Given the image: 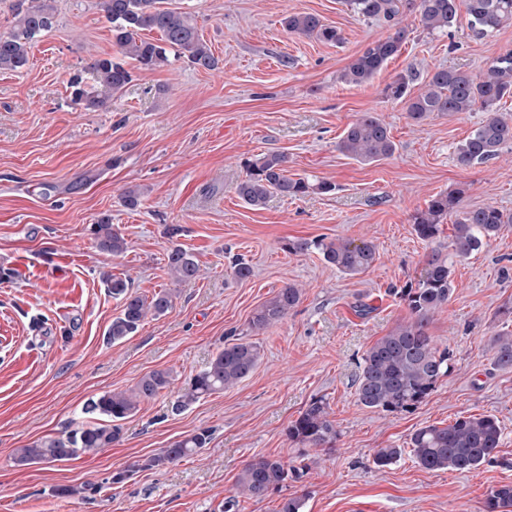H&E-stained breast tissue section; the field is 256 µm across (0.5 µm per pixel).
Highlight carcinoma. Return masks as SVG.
Instances as JSON below:
<instances>
[{
	"label": "carcinoma",
	"instance_id": "cac0c4a2",
	"mask_svg": "<svg viewBox=\"0 0 512 512\" xmlns=\"http://www.w3.org/2000/svg\"><path fill=\"white\" fill-rule=\"evenodd\" d=\"M32 5H18L10 32L0 35V71H20L29 63L32 43L53 26L51 0H31ZM458 0H348L354 14L364 19L384 20L398 25L407 11L419 14L423 30L430 34L453 28L458 21ZM100 7L111 24L112 41L117 56L92 57L83 71L69 81L72 101L88 111L106 110L112 97L132 80L127 65L145 71L170 63L174 54L205 70L219 69V62L202 39L196 19L189 13L164 6V0H100ZM470 28L479 36L512 24V0H466ZM291 34L336 44L341 34L311 13H290L282 21ZM160 34L158 40L145 37L147 32ZM404 30L368 44L338 76L347 85L368 83L401 49ZM417 73L399 75L386 87V96L403 104L406 115L420 124L436 112L462 113L481 110L487 113L473 134L457 147L455 160L461 167L484 164L500 156L512 145V121L498 112L505 98H512V49L499 54L482 72L473 75L457 69L438 68L430 76L426 89L411 94ZM345 156L369 164L391 157L396 144L388 125L375 112H366L351 122L337 143ZM285 155L266 153L246 164L244 179L237 185L239 197L252 207H261L277 194L297 199L310 193H329L334 186L326 181L312 182L288 176ZM459 193H439L427 206L412 216L413 229L423 240H433L441 232V224L455 215L451 254L435 249L425 261L418 280L401 289L411 320L379 338L363 355L357 378V399L366 408L393 414L410 412L435 390L448 376L450 354L440 348L428 331L431 316L448 302L453 290L451 257L465 258L490 245L512 214L492 205L476 209H459ZM97 248L114 256L127 250L121 233L110 217L103 216L91 227ZM290 253H304L315 248L323 260L346 275L369 269L377 259L376 247L352 239L329 242L295 240L284 245ZM167 266L173 280L183 282L199 277L201 268L195 257L180 246L167 254ZM104 282L112 297L122 300V308L108 329V338L119 343L134 335L149 316L164 315L172 306V293L167 289L148 298L134 292L126 278L107 274ZM301 289L287 285L252 313L250 327L262 331L281 321L300 301ZM496 361L512 366V336L494 339ZM259 345L239 341L226 343L211 357L207 366L185 381L173 404L180 412L205 395L233 387L246 379L260 361ZM171 384V371L156 370L140 379L129 391L105 392L89 399L82 407L86 421L76 428L55 436H45L18 448L14 463L27 466L39 463L70 461L96 455L109 448L122 435V421L138 406L155 398ZM285 434L288 440L304 449H330L336 441V428L321 401L311 402L292 420ZM502 429L493 415L459 417L440 427L426 425L410 438L415 461L431 471L469 472L497 453ZM210 440L209 431L201 429L172 443L148 459L143 467L153 468L173 463L195 454ZM400 448H380L373 457L377 467H387L400 457ZM288 466L269 456H258L247 462L236 479L242 494L262 500L283 488L288 481ZM485 512H512V484L492 489L484 502Z\"/></svg>",
	"mask_w": 512,
	"mask_h": 512
}]
</instances>
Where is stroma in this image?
I'll list each match as a JSON object with an SVG mask.
<instances>
[{
  "instance_id": "35a3bbf8",
  "label": "stroma",
  "mask_w": 512,
  "mask_h": 512,
  "mask_svg": "<svg viewBox=\"0 0 512 512\" xmlns=\"http://www.w3.org/2000/svg\"><path fill=\"white\" fill-rule=\"evenodd\" d=\"M168 3L196 17L218 70L184 60L138 70L109 111L81 109L70 100V77L116 48L98 0H53L54 25L32 45L28 67L0 71V512H223L230 500L232 512H279L291 496L304 498V512H484L490 490L512 484V367L498 365L492 347L495 336L512 334V315L502 312L512 306V225L452 266L453 294L429 325L451 368L424 402L377 412L358 403L355 381L365 351L410 318L400 288L451 239L448 222L436 239H420L412 215L451 191L464 209L512 211L511 148L470 168L454 160L484 112L416 124L385 88L409 70L419 89L439 67L479 73L512 48V25L479 37L462 19L430 35L417 13H405L399 53L372 82L352 87L337 73L393 29L359 18L347 0ZM291 12L319 16L342 42L288 34L281 20ZM366 112L384 117L396 145L369 165L336 148ZM270 151L287 155L289 176L327 180L334 191L273 195L250 207L236 186L247 161ZM130 189L139 194L133 209L122 201ZM105 215L127 242L122 256L95 246L91 226ZM322 238L373 243L379 258L349 276L317 250L284 248ZM176 243L198 260L199 278L171 279L167 253ZM238 257L251 277L234 275ZM106 272L147 297L172 290V308L109 343L121 303L102 281ZM289 284L301 288L299 304L252 331L253 310ZM239 337L261 348L254 372L172 413L183 381ZM162 369L172 373L169 388L123 421L120 442L93 457L13 464L16 449L74 429L87 399ZM315 400L326 404L336 442L304 454L285 430ZM478 414L502 427L491 462L466 474L428 471L407 452L419 427ZM201 429L211 435L205 448L144 468ZM380 448L402 455L379 468L372 459ZM259 455L281 459L293 476L257 501L238 492L236 477ZM124 470L128 478L113 483ZM64 486L79 492L57 496Z\"/></svg>"
}]
</instances>
